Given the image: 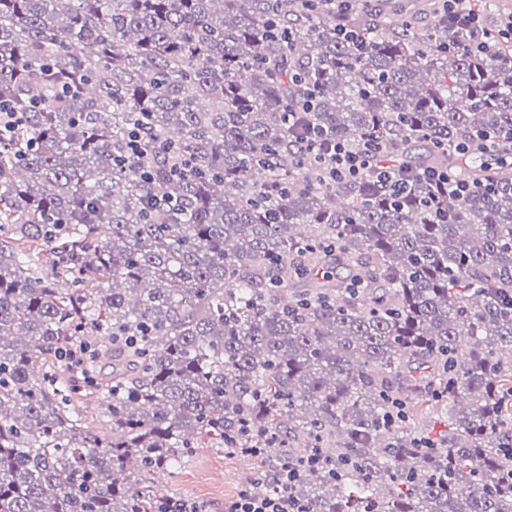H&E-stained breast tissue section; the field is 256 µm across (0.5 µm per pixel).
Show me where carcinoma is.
I'll use <instances>...</instances> for the list:
<instances>
[{
  "label": "carcinoma",
  "instance_id": "obj_1",
  "mask_svg": "<svg viewBox=\"0 0 512 512\" xmlns=\"http://www.w3.org/2000/svg\"><path fill=\"white\" fill-rule=\"evenodd\" d=\"M467 37L443 0H0V512H168L147 476L209 443L306 512H512V36ZM313 127L411 193L329 180ZM80 412L85 423L91 428L101 431L106 424L107 413L103 400L97 394H88L79 403Z\"/></svg>",
  "mask_w": 512,
  "mask_h": 512
}]
</instances>
